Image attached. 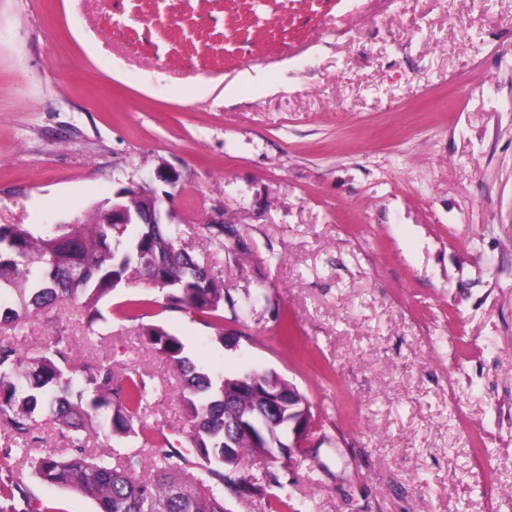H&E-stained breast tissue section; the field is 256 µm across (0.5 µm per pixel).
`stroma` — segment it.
<instances>
[{
    "label": "stroma",
    "instance_id": "35a3bbf8",
    "mask_svg": "<svg viewBox=\"0 0 512 512\" xmlns=\"http://www.w3.org/2000/svg\"><path fill=\"white\" fill-rule=\"evenodd\" d=\"M127 187L230 289L237 345L138 285L99 303L94 340L66 304L20 351L66 328L81 359L139 370L173 436L179 381L142 324L213 373L293 383L306 458L251 459L230 512H512V0H0V224ZM6 444L29 512H96Z\"/></svg>",
    "mask_w": 512,
    "mask_h": 512
}]
</instances>
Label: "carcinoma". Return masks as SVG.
Here are the masks:
<instances>
[{
	"label": "carcinoma",
	"mask_w": 512,
	"mask_h": 512,
	"mask_svg": "<svg viewBox=\"0 0 512 512\" xmlns=\"http://www.w3.org/2000/svg\"><path fill=\"white\" fill-rule=\"evenodd\" d=\"M73 224L37 230L28 224H0V298L15 297L0 327L23 330L34 317L63 302L81 305L90 334L102 318L98 303L119 288L143 285L161 297L134 300L128 311L160 304L166 311H194L218 322L215 339L224 343V307L237 302L224 281L176 243L169 225L148 231L145 224H107L102 209ZM142 338L162 354L180 379L185 411L184 443L194 449L192 462L172 450L174 442L144 418L146 384L136 370L115 380L112 366L77 358L72 338L60 330L51 344L23 355L0 340V429L20 451L40 480L75 490L91 499L98 512H228L226 496L251 493L245 475L248 458L258 452L256 429L249 424L230 434L233 454L224 458V419L232 411L243 420L262 422V396L278 383L272 371L243 376H214L184 354L182 341L160 325L143 328ZM67 432L71 445L60 454L31 456L45 440L41 425ZM140 437L152 452L149 469L136 455L122 463L108 461L110 448L89 449L91 434ZM21 485L0 491V512L18 509Z\"/></svg>",
	"instance_id": "carcinoma-1"
}]
</instances>
